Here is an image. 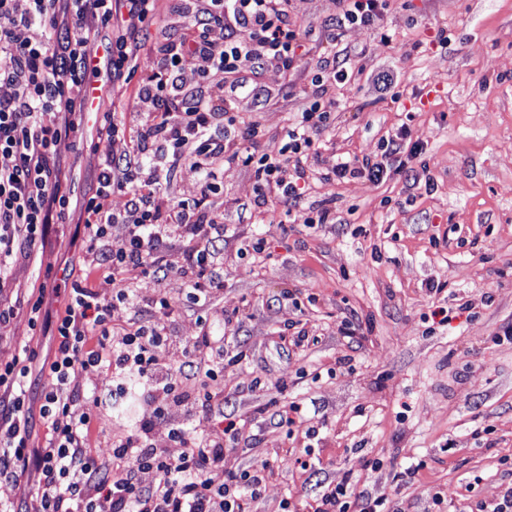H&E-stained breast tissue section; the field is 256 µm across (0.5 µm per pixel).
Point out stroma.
Instances as JSON below:
<instances>
[{
    "mask_svg": "<svg viewBox=\"0 0 512 512\" xmlns=\"http://www.w3.org/2000/svg\"><path fill=\"white\" fill-rule=\"evenodd\" d=\"M294 7L298 23L310 31L306 66L289 74L265 69L260 81L267 100L257 108L250 99L239 102L265 127L262 148L275 147L304 105L301 97L281 95L283 83L304 86L310 66L344 53L358 76L331 91L338 105L322 137L323 157L375 154L381 137L406 122L426 147L433 191L399 179H354L316 188L289 224H252L243 208L252 201L254 179L247 168L233 166L224 171L223 194L211 200L231 232L219 262L222 290L202 309L184 301L174 276L161 284L142 279L136 288L171 303L176 334L185 341L197 335L199 316L218 320L223 311L243 308L238 334L227 339L247 354L224 374L230 409L251 414L282 391L302 401L305 427L318 431L320 441L311 448L305 438L287 439L285 428L269 421L246 429L231 464L247 468L279 457L254 512H279L285 499L296 512H306L321 483L339 480L346 469L357 476L359 489L388 496L395 512H427L436 492L444 512H460L468 478L481 477L486 495L512 484V344L489 339L501 324L512 323V0H395L383 19L392 34L387 43L359 28L345 31L338 43L327 42L325 25L337 12L336 0H295ZM443 27L444 47L432 41ZM381 72L392 76V91L375 85ZM96 119L86 116L83 144L65 139L57 145L77 198L95 183L100 157L123 150L122 143L98 135ZM387 196L392 204L381 208ZM327 199L337 223L307 227V207ZM259 237L270 242L273 254L258 273L237 249ZM80 261V245L61 226L20 270L15 286L20 295L29 294L46 266L54 283L63 284ZM431 282L445 285L446 294L430 296ZM288 288L317 298L300 320L318 341L300 355L283 353L278 335L289 317L280 303ZM467 301L478 304V317L458 314ZM435 305L447 307L453 318L449 328L427 336L423 316ZM344 308L356 310L369 331L362 348L338 332ZM0 336L8 341L0 348L1 363L25 345L36 347L40 359L53 356L50 337L32 334L27 308L0 324ZM346 355L355 356V369L339 367ZM314 371L319 381H312ZM256 377L264 390H250ZM141 415L135 399L98 408L92 448L107 452ZM489 424L496 443L485 448L472 432ZM308 452L317 463L307 482L297 460ZM376 457L385 458L387 467L372 469ZM420 458L427 469L411 483L397 484L395 471Z\"/></svg>",
    "mask_w": 512,
    "mask_h": 512,
    "instance_id": "stroma-1",
    "label": "stroma"
}]
</instances>
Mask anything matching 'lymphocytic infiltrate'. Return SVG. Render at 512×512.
I'll use <instances>...</instances> for the list:
<instances>
[{
    "label": "lymphocytic infiltrate",
    "mask_w": 512,
    "mask_h": 512,
    "mask_svg": "<svg viewBox=\"0 0 512 512\" xmlns=\"http://www.w3.org/2000/svg\"><path fill=\"white\" fill-rule=\"evenodd\" d=\"M158 0H0V324L21 306L14 287L20 262L43 248L53 225L68 223L71 193L57 156L59 141H82L86 110L82 88L97 50H105L109 93L126 98L135 86L150 102L137 128H127L117 109L103 112L100 135L126 142L119 157L99 163L95 185L80 204L83 221L80 274L67 282L65 309L53 325V359L32 393L30 374L38 352L24 346L0 364V512H252L274 473L264 461L232 468L244 419L224 413V369L242 353L221 346L218 329H236L240 310L225 313L221 328L203 324L190 343L174 336V311L162 297L137 295L135 280L176 274L188 303L206 306L224 286L216 259L227 227L210 209L224 184L219 166H242L254 177L253 208L300 206L312 182L342 183L395 177L432 191L422 170V142L408 125L388 132L380 154L323 164L321 136L335 118L330 87L348 84L345 60L333 58L309 70L301 112L270 151H241L257 142L261 125L240 112L223 77L250 63L253 72L275 65L297 69L309 53V32L291 19L292 0H181L188 34L151 43ZM327 39L360 27L389 40L383 17L390 0H338ZM41 28L42 39L30 36ZM196 87L186 88L191 66ZM167 150L171 168L188 166L199 194L174 201L160 190L151 150ZM126 197L122 213L111 207L113 191ZM111 280V294L95 288ZM182 347L179 367L165 361ZM102 367L112 375L106 394H88L83 372ZM137 377L144 415L113 440L108 455L92 450L91 423L100 405L122 401ZM167 425L165 435L154 432ZM44 437L33 444L35 426ZM38 482L29 500L13 489L27 474ZM312 512H391L387 496L356 491L350 476L324 486Z\"/></svg>",
    "instance_id": "1"
}]
</instances>
